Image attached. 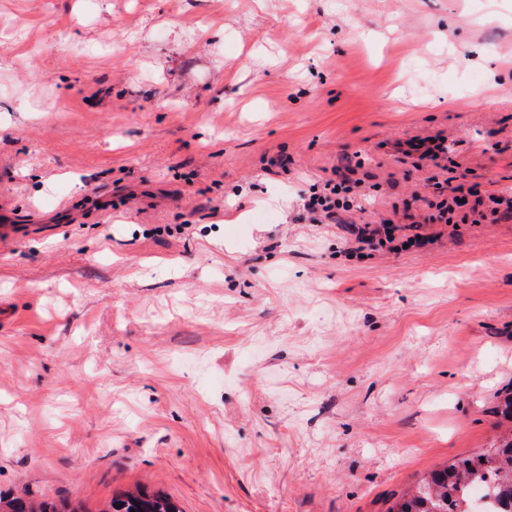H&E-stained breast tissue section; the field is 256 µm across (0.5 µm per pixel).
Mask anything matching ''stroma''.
Segmentation results:
<instances>
[{
    "label": "stroma",
    "mask_w": 512,
    "mask_h": 512,
    "mask_svg": "<svg viewBox=\"0 0 512 512\" xmlns=\"http://www.w3.org/2000/svg\"><path fill=\"white\" fill-rule=\"evenodd\" d=\"M460 166L512 189V0H0V490L386 512L483 451L512 223L352 250ZM400 151L406 156L417 155L420 162L437 166L450 148L448 140L444 136H430L422 139L407 140L400 143ZM354 184L347 176L327 180L323 191L315 193L305 200L303 209L309 215L311 224H336L340 212H347L353 207L351 194Z\"/></svg>",
    "instance_id": "1"
}]
</instances>
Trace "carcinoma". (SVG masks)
<instances>
[{
	"mask_svg": "<svg viewBox=\"0 0 512 512\" xmlns=\"http://www.w3.org/2000/svg\"><path fill=\"white\" fill-rule=\"evenodd\" d=\"M503 423L498 425L488 448L478 455L431 471L402 494L387 512H480L471 490L492 483L491 498L512 503V391L498 405ZM0 512H87L69 501H34L0 492ZM98 512H181L166 492L137 489L112 499Z\"/></svg>",
	"mask_w": 512,
	"mask_h": 512,
	"instance_id": "obj_1",
	"label": "carcinoma"
}]
</instances>
